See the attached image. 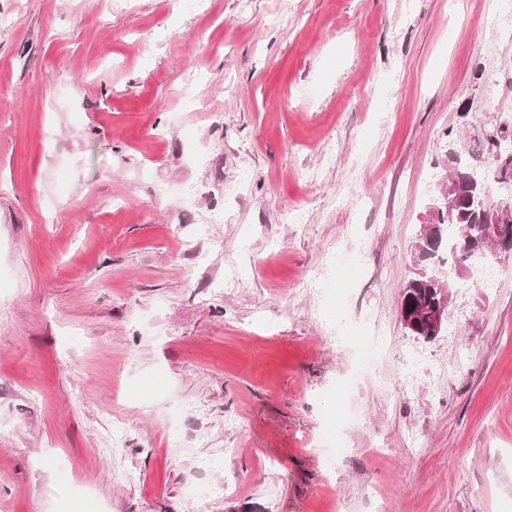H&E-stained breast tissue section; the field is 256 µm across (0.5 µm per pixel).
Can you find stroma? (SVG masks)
I'll return each mask as SVG.
<instances>
[{
	"instance_id": "obj_1",
	"label": "stroma",
	"mask_w": 512,
	"mask_h": 512,
	"mask_svg": "<svg viewBox=\"0 0 512 512\" xmlns=\"http://www.w3.org/2000/svg\"><path fill=\"white\" fill-rule=\"evenodd\" d=\"M206 8L0 0V512H512V253L454 277L457 339L398 314L448 147L512 128V37L489 0ZM416 359L415 354L406 352L396 367L393 385L401 393H404L412 385Z\"/></svg>"
}]
</instances>
